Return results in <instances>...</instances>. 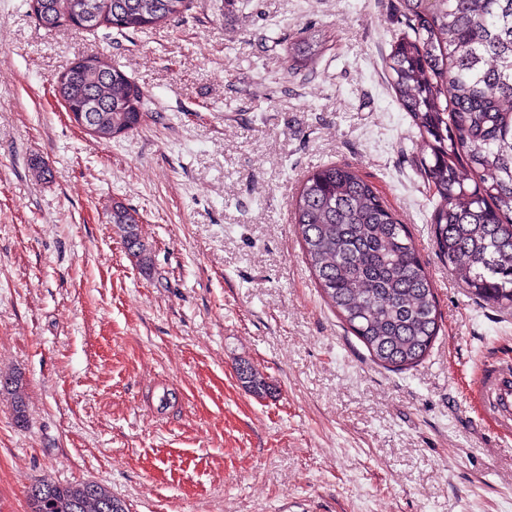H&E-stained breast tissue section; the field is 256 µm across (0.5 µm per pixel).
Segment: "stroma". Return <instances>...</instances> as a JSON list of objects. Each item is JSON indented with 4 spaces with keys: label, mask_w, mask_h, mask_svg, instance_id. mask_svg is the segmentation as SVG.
<instances>
[{
    "label": "stroma",
    "mask_w": 512,
    "mask_h": 512,
    "mask_svg": "<svg viewBox=\"0 0 512 512\" xmlns=\"http://www.w3.org/2000/svg\"><path fill=\"white\" fill-rule=\"evenodd\" d=\"M404 29L400 0H193L128 34L49 32L0 0V379L25 403L20 423L0 391V512H28L42 479L100 482L130 512H512V433L474 394L512 363V309L433 243L384 65ZM308 37L315 62L293 61ZM93 56L147 98L107 143L54 94ZM328 163L375 188L432 280L440 329L411 370L371 360L302 256L291 202ZM110 222L115 224L123 233V237L133 255L141 257L145 252V247L138 234V219L125 206L116 203L112 206Z\"/></svg>",
    "instance_id": "35a3bbf8"
}]
</instances>
